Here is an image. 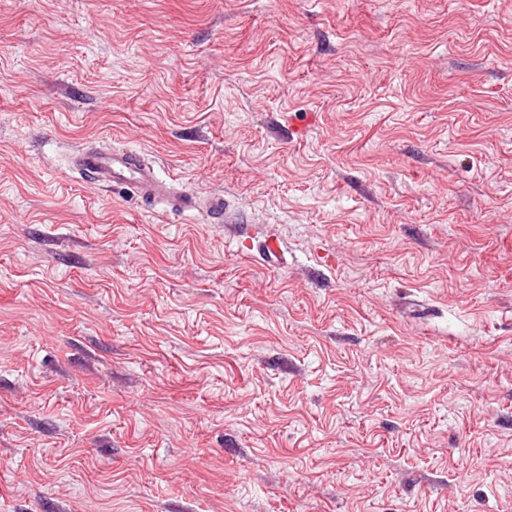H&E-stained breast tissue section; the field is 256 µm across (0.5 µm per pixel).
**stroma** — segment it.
<instances>
[{
    "mask_svg": "<svg viewBox=\"0 0 512 512\" xmlns=\"http://www.w3.org/2000/svg\"><path fill=\"white\" fill-rule=\"evenodd\" d=\"M0 512H512V0H0ZM82 178L100 188L130 190L142 203L163 204L166 211L188 214L204 210L224 222V197L209 196L201 205L199 196L178 190L161 178L156 164L140 154L98 143L82 147L74 157Z\"/></svg>",
    "mask_w": 512,
    "mask_h": 512,
    "instance_id": "35a3bbf8",
    "label": "stroma"
}]
</instances>
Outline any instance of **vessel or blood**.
<instances>
[{
	"instance_id": "b4317fda",
	"label": "vessel or blood",
	"mask_w": 512,
	"mask_h": 512,
	"mask_svg": "<svg viewBox=\"0 0 512 512\" xmlns=\"http://www.w3.org/2000/svg\"><path fill=\"white\" fill-rule=\"evenodd\" d=\"M74 164L92 185L130 190L149 206L160 204L167 211L180 214L202 210L218 219L225 214L223 196L212 195L203 200L178 190L159 176L153 160L137 153L103 143L92 144L77 151Z\"/></svg>"
}]
</instances>
